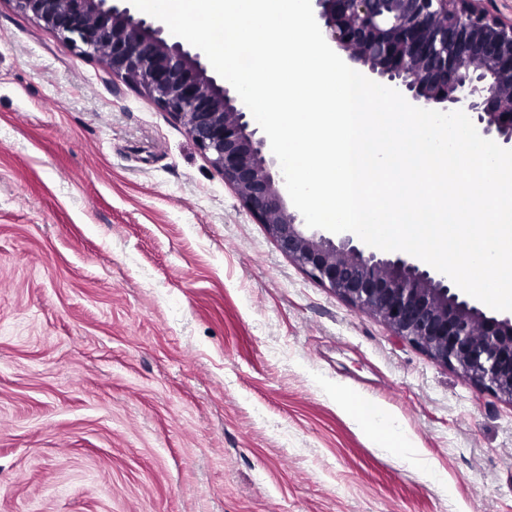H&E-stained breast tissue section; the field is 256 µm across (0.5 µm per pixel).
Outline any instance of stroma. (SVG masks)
Returning <instances> with one entry per match:
<instances>
[{"mask_svg":"<svg viewBox=\"0 0 512 512\" xmlns=\"http://www.w3.org/2000/svg\"><path fill=\"white\" fill-rule=\"evenodd\" d=\"M0 512H512V402L312 279L179 121L0 0ZM344 406L347 409V412L354 417L363 427L368 430H371L373 435H377L380 438V441L388 448H400L403 447L401 439L392 432H388L382 430L380 427V423L378 421V414L371 413L366 415H361L357 413L352 406V399L349 395H344Z\"/></svg>","mask_w":512,"mask_h":512,"instance_id":"1","label":"stroma"}]
</instances>
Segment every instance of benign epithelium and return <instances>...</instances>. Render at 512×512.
I'll return each instance as SVG.
<instances>
[{
	"label": "benign epithelium",
	"mask_w": 512,
	"mask_h": 512,
	"mask_svg": "<svg viewBox=\"0 0 512 512\" xmlns=\"http://www.w3.org/2000/svg\"><path fill=\"white\" fill-rule=\"evenodd\" d=\"M180 121L278 248L313 279L475 386L512 403V315L487 313L408 253L328 237L290 210L282 171L246 105L198 48L130 0H12ZM325 40L412 105L471 115L512 150V17L492 0H311Z\"/></svg>",
	"instance_id": "7a95c632"
}]
</instances>
